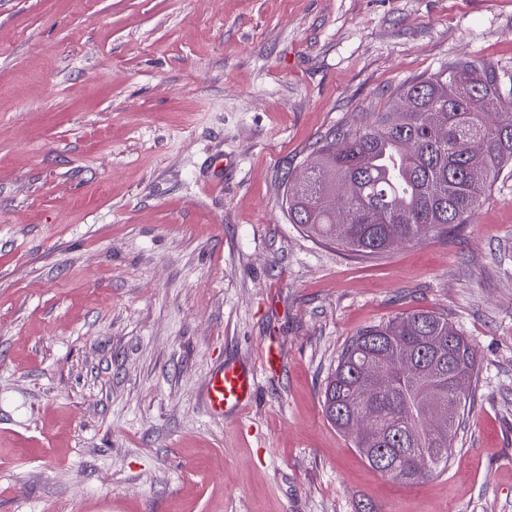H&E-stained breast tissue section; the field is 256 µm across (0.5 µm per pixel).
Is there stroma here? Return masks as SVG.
Wrapping results in <instances>:
<instances>
[{
    "instance_id": "stroma-1",
    "label": "stroma",
    "mask_w": 512,
    "mask_h": 512,
    "mask_svg": "<svg viewBox=\"0 0 512 512\" xmlns=\"http://www.w3.org/2000/svg\"><path fill=\"white\" fill-rule=\"evenodd\" d=\"M457 59L512 74V0H0V512H512V174L377 258L280 208L321 136ZM416 309L479 373L447 470L402 483L322 391ZM227 359L257 394L216 418Z\"/></svg>"
}]
</instances>
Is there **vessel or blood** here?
Segmentation results:
<instances>
[{
  "label": "vessel or blood",
  "instance_id": "b4317fda",
  "mask_svg": "<svg viewBox=\"0 0 512 512\" xmlns=\"http://www.w3.org/2000/svg\"><path fill=\"white\" fill-rule=\"evenodd\" d=\"M256 393V377L237 361H228L210 374L202 400L208 412L234 414L249 405Z\"/></svg>",
  "mask_w": 512,
  "mask_h": 512
}]
</instances>
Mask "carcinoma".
<instances>
[{
  "mask_svg": "<svg viewBox=\"0 0 512 512\" xmlns=\"http://www.w3.org/2000/svg\"><path fill=\"white\" fill-rule=\"evenodd\" d=\"M506 74L463 59L405 84L384 112L329 131L283 179L288 223L369 258L468 224L512 171ZM478 371L448 318L413 310L351 337L323 390L327 419L369 466L416 483L448 468Z\"/></svg>",
  "mask_w": 512,
  "mask_h": 512,
  "instance_id": "1",
  "label": "carcinoma"
}]
</instances>
